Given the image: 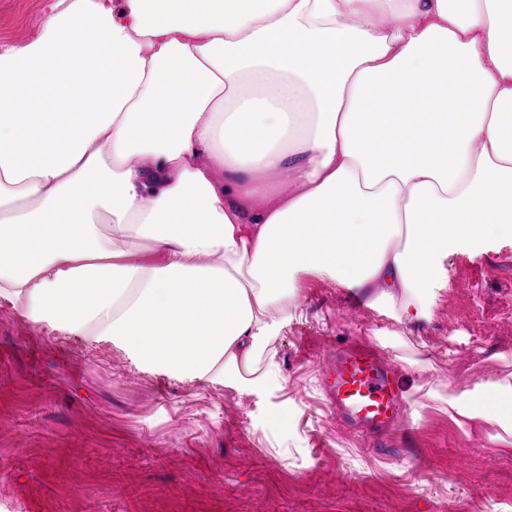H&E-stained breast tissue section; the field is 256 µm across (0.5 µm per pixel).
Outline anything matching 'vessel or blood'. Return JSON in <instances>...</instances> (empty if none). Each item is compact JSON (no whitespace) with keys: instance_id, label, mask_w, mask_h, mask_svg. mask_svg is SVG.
<instances>
[{"instance_id":"b4317fda","label":"vessel or blood","mask_w":512,"mask_h":512,"mask_svg":"<svg viewBox=\"0 0 512 512\" xmlns=\"http://www.w3.org/2000/svg\"><path fill=\"white\" fill-rule=\"evenodd\" d=\"M337 414L371 433L390 429L399 418V394L381 350L353 341L337 353L326 373Z\"/></svg>"}]
</instances>
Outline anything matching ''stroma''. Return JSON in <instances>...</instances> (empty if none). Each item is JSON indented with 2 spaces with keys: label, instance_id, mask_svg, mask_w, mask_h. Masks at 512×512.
<instances>
[{
  "label": "stroma",
  "instance_id": "obj_1",
  "mask_svg": "<svg viewBox=\"0 0 512 512\" xmlns=\"http://www.w3.org/2000/svg\"><path fill=\"white\" fill-rule=\"evenodd\" d=\"M45 7L0 0V47L33 41ZM444 265L415 324L305 278L271 345L281 383L253 389L144 369L0 303V512H512V450L462 436L429 394L512 373V244ZM352 340L397 369L404 416L381 449L326 404Z\"/></svg>",
  "mask_w": 512,
  "mask_h": 512
}]
</instances>
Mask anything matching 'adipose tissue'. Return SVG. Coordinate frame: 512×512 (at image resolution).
Listing matches in <instances>:
<instances>
[{
    "label": "adipose tissue",
    "mask_w": 512,
    "mask_h": 512,
    "mask_svg": "<svg viewBox=\"0 0 512 512\" xmlns=\"http://www.w3.org/2000/svg\"><path fill=\"white\" fill-rule=\"evenodd\" d=\"M507 240L512 0H49L0 49V302L171 377L279 384L302 277L415 322ZM431 395L512 446L511 373Z\"/></svg>",
    "instance_id": "adipose-tissue-1"
}]
</instances>
